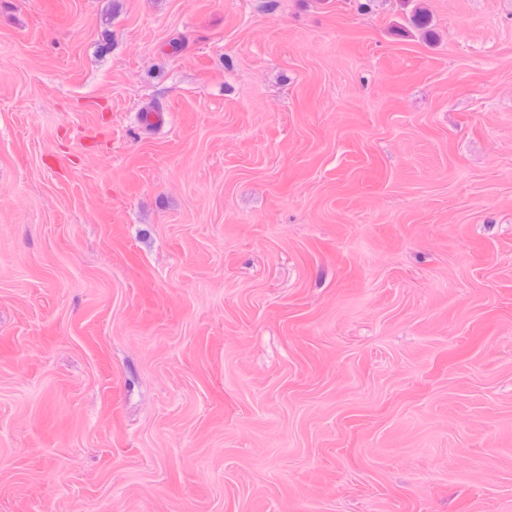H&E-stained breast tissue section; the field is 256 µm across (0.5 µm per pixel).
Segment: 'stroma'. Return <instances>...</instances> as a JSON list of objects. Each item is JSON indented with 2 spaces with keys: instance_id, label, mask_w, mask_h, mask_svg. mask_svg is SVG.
Instances as JSON below:
<instances>
[{
  "instance_id": "1",
  "label": "stroma",
  "mask_w": 512,
  "mask_h": 512,
  "mask_svg": "<svg viewBox=\"0 0 512 512\" xmlns=\"http://www.w3.org/2000/svg\"><path fill=\"white\" fill-rule=\"evenodd\" d=\"M360 2L0 0V512H512V0Z\"/></svg>"
}]
</instances>
